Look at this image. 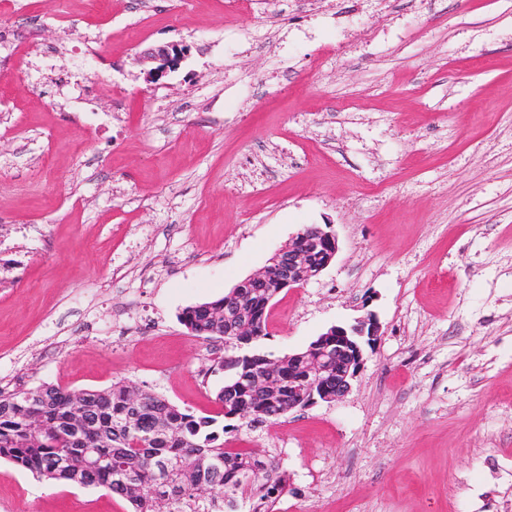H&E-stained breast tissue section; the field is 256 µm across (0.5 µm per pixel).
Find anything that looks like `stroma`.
<instances>
[{
    "mask_svg": "<svg viewBox=\"0 0 512 512\" xmlns=\"http://www.w3.org/2000/svg\"><path fill=\"white\" fill-rule=\"evenodd\" d=\"M324 224L338 254L257 350L381 335L344 398L240 430L288 471L279 512H512V0L0 8V387L213 413L224 343L179 313ZM0 512L129 507L0 459ZM181 54L183 55L182 50L174 44L156 46L141 55L139 61L141 64L158 63V66L147 71V76H151L159 72L163 73L165 69L176 66Z\"/></svg>",
    "mask_w": 512,
    "mask_h": 512,
    "instance_id": "obj_1",
    "label": "stroma"
}]
</instances>
